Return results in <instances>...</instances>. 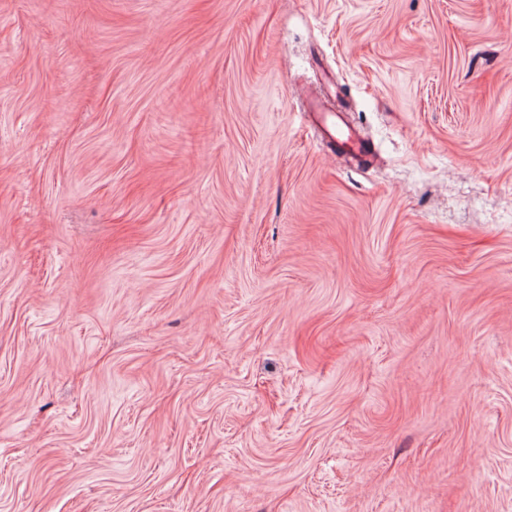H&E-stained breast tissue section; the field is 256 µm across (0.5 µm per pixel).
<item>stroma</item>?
<instances>
[{
    "instance_id": "obj_1",
    "label": "stroma",
    "mask_w": 512,
    "mask_h": 512,
    "mask_svg": "<svg viewBox=\"0 0 512 512\" xmlns=\"http://www.w3.org/2000/svg\"><path fill=\"white\" fill-rule=\"evenodd\" d=\"M0 512H512V0H0ZM322 131L323 135L329 141L336 140V135H341L347 131V141H343V144L349 142L351 145H356V151L360 150L365 143L361 138L350 128L346 119L341 114H326L322 116Z\"/></svg>"
}]
</instances>
